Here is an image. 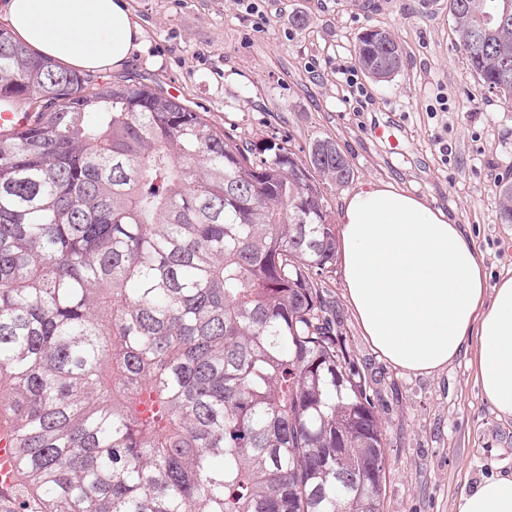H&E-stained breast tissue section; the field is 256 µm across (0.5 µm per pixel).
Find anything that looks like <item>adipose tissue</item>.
<instances>
[{
    "label": "adipose tissue",
    "mask_w": 512,
    "mask_h": 512,
    "mask_svg": "<svg viewBox=\"0 0 512 512\" xmlns=\"http://www.w3.org/2000/svg\"><path fill=\"white\" fill-rule=\"evenodd\" d=\"M1 10L34 53L81 71L120 69L141 44L126 0H6ZM338 220L347 303L371 346L430 374L474 343L484 397L512 418V276L489 284L463 227L382 181L353 190ZM455 512H512V475L463 491Z\"/></svg>",
    "instance_id": "obj_1"
}]
</instances>
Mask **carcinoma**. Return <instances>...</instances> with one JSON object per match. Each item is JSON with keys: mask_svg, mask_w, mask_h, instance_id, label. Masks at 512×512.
<instances>
[{"mask_svg": "<svg viewBox=\"0 0 512 512\" xmlns=\"http://www.w3.org/2000/svg\"><path fill=\"white\" fill-rule=\"evenodd\" d=\"M512 102V0H450ZM379 82L402 66L358 38ZM0 442L7 512H382L384 426L321 276L338 240L302 159L138 78L82 74L0 25ZM498 212L512 224V182ZM12 457L11 448H1L0 446V509L1 499L4 501L11 500V490L16 483Z\"/></svg>", "mask_w": 512, "mask_h": 512, "instance_id": "obj_1", "label": "carcinoma"}]
</instances>
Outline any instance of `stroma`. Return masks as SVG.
Instances as JSON below:
<instances>
[{"instance_id":"1","label":"stroma","mask_w":512,"mask_h":512,"mask_svg":"<svg viewBox=\"0 0 512 512\" xmlns=\"http://www.w3.org/2000/svg\"><path fill=\"white\" fill-rule=\"evenodd\" d=\"M127 0L142 44L123 74L146 78L217 126L258 141L285 136L295 151L332 140L350 184L324 190L338 216L350 189L382 180L463 225L489 283L512 274V224L497 200L512 179V106L490 92L454 43L449 0ZM389 31L403 50L388 82L357 71L370 102L349 101L343 67L358 37ZM342 332L373 381L387 454L383 512H455L477 481L512 474V418L485 401L472 350L416 374L386 361L363 336L339 266L322 276Z\"/></svg>"}]
</instances>
